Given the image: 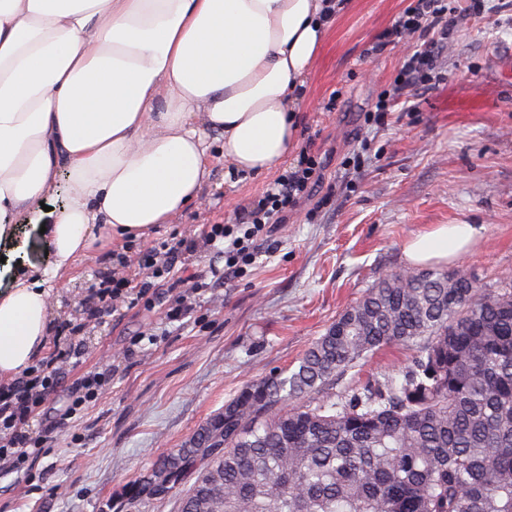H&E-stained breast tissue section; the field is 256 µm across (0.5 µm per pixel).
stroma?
I'll list each match as a JSON object with an SVG mask.
<instances>
[{"label":"stroma","instance_id":"35a3bbf8","mask_svg":"<svg viewBox=\"0 0 512 512\" xmlns=\"http://www.w3.org/2000/svg\"><path fill=\"white\" fill-rule=\"evenodd\" d=\"M410 0H343L296 102L299 145L323 161L322 177L275 225L272 251L234 281L207 288L194 317L157 344L133 340L159 326L170 292L122 317L100 314L84 335L82 371L112 365L111 384L44 439L28 469L0 476V512H178L176 500L144 503L128 490L223 409L242 386L270 370L294 369L311 344L383 274L405 268L403 245L434 224H480L483 239L451 263L479 285L512 273V0H484L458 15L433 62V77L395 105L387 125L366 118L400 67L406 45L376 59L364 55ZM335 111H327L329 97ZM368 159L349 162L361 143ZM199 197L145 239H113L78 261L73 281L52 302L54 326L83 321L82 301L103 268L121 263L127 277L158 242L199 237L208 224H231L258 199L275 172L243 174L213 142ZM21 213L16 258L0 244V291L9 267L47 266L41 225L63 198L50 195ZM413 347L382 348L337 377L335 393L397 374Z\"/></svg>","mask_w":512,"mask_h":512}]
</instances>
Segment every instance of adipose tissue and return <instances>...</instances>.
Segmentation results:
<instances>
[{
	"mask_svg": "<svg viewBox=\"0 0 512 512\" xmlns=\"http://www.w3.org/2000/svg\"><path fill=\"white\" fill-rule=\"evenodd\" d=\"M332 21L328 0H0V242L23 251L17 215L65 197L49 267L0 293V381L46 350L52 294L80 257L197 199L209 133L237 171L278 167ZM482 231L435 224L403 256L452 261Z\"/></svg>",
	"mask_w": 512,
	"mask_h": 512,
	"instance_id": "ef3b65f1",
	"label": "adipose tissue"
}]
</instances>
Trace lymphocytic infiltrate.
<instances>
[{"instance_id": "obj_1", "label": "lymphocytic infiltrate", "mask_w": 512, "mask_h": 512, "mask_svg": "<svg viewBox=\"0 0 512 512\" xmlns=\"http://www.w3.org/2000/svg\"><path fill=\"white\" fill-rule=\"evenodd\" d=\"M455 23L446 0H412L411 4L394 21L374 45L376 52L401 40L424 37L436 33L435 42L419 45L406 54L387 90L371 109L368 120L375 125L384 124L393 100L409 96L414 86L420 84L424 73L433 64V47L444 44ZM322 162L310 148H301L292 166L269 183L258 200L241 208L231 224L208 225L203 236L214 256L209 272L217 280L240 277L254 265L262 254L274 225L283 223L304 195L316 184ZM194 239L184 237L151 248L138 260L142 272L132 280L115 272L104 271L85 302L88 317L104 311L128 312L135 309L147 295L154 279L167 278L177 293L166 312L167 322L183 321L193 311L191 295L199 293L202 281H192L180 274L178 265L184 255L194 252ZM83 324L66 325L63 344L50 356L42 358L35 366L22 373L11 384L0 387V473H11L42 455V440L33 436L29 423L33 418L52 421L55 413L72 415L98 397V392L110 378L109 369L89 371L73 380L68 398L61 409L48 406V395L57 393L64 366L84 355Z\"/></svg>"}]
</instances>
